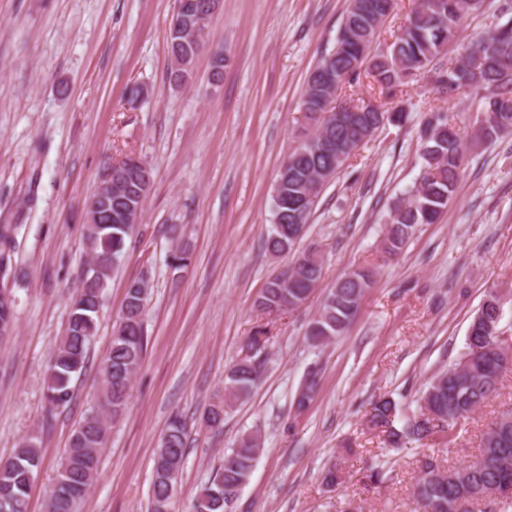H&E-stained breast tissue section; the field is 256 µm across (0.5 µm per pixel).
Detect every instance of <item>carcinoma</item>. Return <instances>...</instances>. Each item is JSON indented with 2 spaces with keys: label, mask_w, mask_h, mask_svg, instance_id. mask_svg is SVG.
I'll return each instance as SVG.
<instances>
[{
  "label": "carcinoma",
  "mask_w": 512,
  "mask_h": 512,
  "mask_svg": "<svg viewBox=\"0 0 512 512\" xmlns=\"http://www.w3.org/2000/svg\"><path fill=\"white\" fill-rule=\"evenodd\" d=\"M481 0H413L400 32L384 49L376 47L382 26L393 4L388 0H349L332 49L321 59L330 63L322 73L314 66L308 73L303 100L304 130L308 145L294 150L280 167L273 195V224L265 244L274 256L288 259V278H270L255 300L265 316H279L303 306L321 286L324 257L315 248L299 250L296 244L307 231L312 212L323 188L326 170L333 173L353 160L380 128L379 118L387 114L383 100L392 99L421 73L434 74L439 99L447 102L467 90H485L477 99L473 118L474 141L491 143L512 131V21L488 27L473 46H463L457 64L446 69L433 66L440 55L456 42L462 19L480 8ZM186 39V36L179 37ZM174 28H169L168 81L178 80L179 59ZM372 79L380 99H358L362 114L347 122L337 118L333 98L346 86L359 84L361 75ZM421 175L407 196L394 206L382 242L384 253L398 255L422 224L437 221L453 195L465 167V153L456 130L455 115L443 106L426 112L420 131ZM86 239L98 263L84 270L70 300L67 329L56 345L44 382V399L53 409L70 403L72 376L89 361L90 346L104 304V292L116 264L125 256L126 239L133 225L121 221L93 223L87 215ZM371 268L353 270L327 289L317 315L307 325L306 342L323 347L347 331L363 297L371 287ZM127 285L124 305L114 326L112 340L100 367L101 390L96 406L73 430L60 464L48 512H76L86 489L94 482L101 451L111 424L125 413L130 377L139 367L148 342L144 329L145 305L134 288ZM498 290L487 292L472 319L463 352L457 361L434 374L418 399L413 415L397 426V402L382 395L370 403L366 426L385 436L392 448L412 443L449 446L456 440V425L499 394L501 379L512 366V345L501 337L496 321ZM271 340L268 326L249 336L247 354L230 366L224 377V392L202 412L201 425L208 429L224 424L228 409L249 398L261 383L269 363ZM320 370L309 368L297 397L296 409L308 407L317 394ZM188 444L186 422L180 412L170 415L154 453L152 504L170 499L173 486L167 472L180 467ZM479 456L464 466L445 467L426 455L413 485L412 512H458L459 501L467 497L481 509L478 496L501 492L491 512H512V410L496 417L482 436ZM262 451V436L245 432L201 489L195 512H225L240 489L249 481ZM42 467L36 438L21 441L14 454L0 462V490L9 492L18 504L29 498V474Z\"/></svg>",
  "instance_id": "1"
}]
</instances>
